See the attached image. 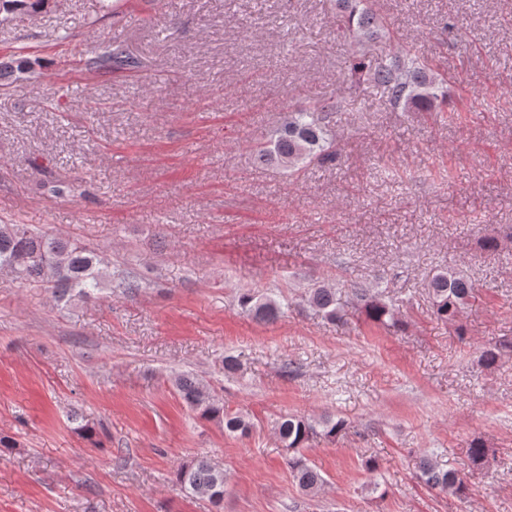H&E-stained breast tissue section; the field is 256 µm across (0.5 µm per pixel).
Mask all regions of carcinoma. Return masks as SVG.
Masks as SVG:
<instances>
[{"instance_id":"carcinoma-1","label":"carcinoma","mask_w":512,"mask_h":512,"mask_svg":"<svg viewBox=\"0 0 512 512\" xmlns=\"http://www.w3.org/2000/svg\"><path fill=\"white\" fill-rule=\"evenodd\" d=\"M336 22L345 41L353 47L347 79L355 88L377 90L391 108L402 112L444 111L445 79L428 63L412 56L410 48L404 49L403 59L374 57L358 50L367 43L393 37L391 23L370 6L369 0H336ZM91 65L98 69L136 70L139 61L121 46L109 43ZM341 111L343 105L339 99L321 100L288 111L271 139L254 146V160L259 165L278 166L291 173L311 164L335 165L341 148L330 123L331 115ZM0 275L9 277L13 283L44 286L58 302L88 299L105 287L123 293H135L143 288L134 272L108 270L96 251L26 224H0ZM347 288L351 302L362 305L370 318L394 328L402 326L395 304L385 301L382 294L376 295L356 282ZM429 294L433 314L453 325L474 298L475 286L451 271H443L431 279ZM306 301L325 317L336 319L339 310L336 289L316 286L308 290ZM239 305L266 321L277 319L282 310L281 302L276 299L250 291L239 296ZM174 385L192 411L202 419L221 423L224 433L244 435L249 431L250 422L226 410L224 399L214 395L199 378L180 374L175 377ZM277 430L293 480L305 492L317 491L325 480L301 453L304 443L316 434L315 428L302 419L288 416L278 423ZM419 473L432 488L460 498L467 495L466 476L443 468L433 459H422ZM226 481L223 469L200 459L179 465L174 483L186 496H205L219 506L224 501Z\"/></svg>"}]
</instances>
